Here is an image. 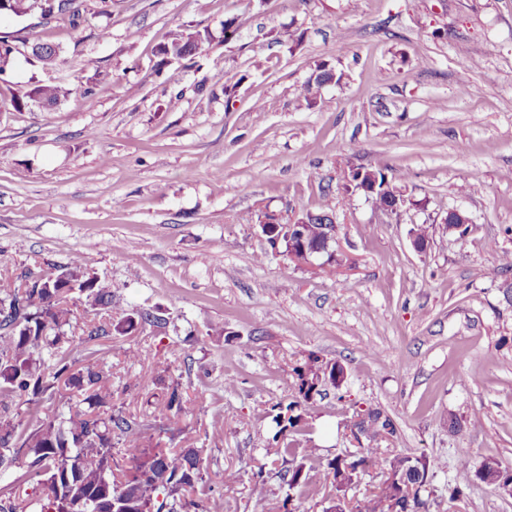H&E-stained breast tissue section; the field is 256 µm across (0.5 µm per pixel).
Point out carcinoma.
<instances>
[{
	"mask_svg": "<svg viewBox=\"0 0 512 512\" xmlns=\"http://www.w3.org/2000/svg\"><path fill=\"white\" fill-rule=\"evenodd\" d=\"M6 8L25 14L38 11L43 17L79 14L63 0H11ZM211 38L207 30L175 33L156 48L159 64L192 57ZM342 77L322 63L304 92L311 94ZM68 95L61 85L38 83L15 105H56ZM373 175L378 186L372 203L391 204L398 188L383 170L375 169ZM76 297L82 300L80 317L73 309ZM98 316L112 317V285L88 273L77 257L63 273L39 265L27 269L19 285L0 287V475L22 471L14 491L0 495V512H73L78 500L83 504L80 512H201L211 492L201 450L163 446L143 421L112 408V382L104 371L106 351L87 347L80 356L73 355L78 340L88 344L138 326L129 316L115 324L97 323ZM344 371L340 363L313 355L294 368L296 395L286 405L273 406L274 433L259 470L288 466L283 478L291 489L333 477L342 512H387L388 494H405L395 477L414 470L417 488L411 492L409 512H421L426 508L421 492L430 471L424 456L384 457L377 448H359L314 466L300 455L307 405L327 386L340 389ZM75 395L82 397L84 408L70 405ZM154 412L167 418L187 413L179 383L172 382L154 402ZM366 419L380 421V435L396 432L393 421L381 418L378 411H368ZM370 467L383 473L376 491L348 504L349 489ZM34 478L37 496L25 489Z\"/></svg>",
	"mask_w": 512,
	"mask_h": 512,
	"instance_id": "cac0c4a2",
	"label": "carcinoma"
}]
</instances>
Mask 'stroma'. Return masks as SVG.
<instances>
[{"label":"stroma","mask_w":512,"mask_h":512,"mask_svg":"<svg viewBox=\"0 0 512 512\" xmlns=\"http://www.w3.org/2000/svg\"><path fill=\"white\" fill-rule=\"evenodd\" d=\"M78 5L75 21L0 17L15 49L0 82V285L77 255L115 284L117 314L153 315L102 341L112 405L159 433L169 421L151 403L178 381L189 412L176 444L202 449L214 487L204 512H271L284 498L273 472L265 502L250 493L264 411L293 398L312 354L347 373L308 409L315 462L359 448L422 455L428 512H512L493 486L459 483L464 448L471 468L512 467V272L497 260L512 254V0ZM186 29L213 39L157 70L156 47ZM37 42L58 47L51 65L33 57ZM322 63L343 79L310 104L302 90ZM38 82L70 94L16 108ZM350 166L385 169L418 207L377 215L344 190ZM467 182L478 191L462 194ZM455 208L466 233L443 226ZM323 209L347 264H297L261 233L267 216ZM418 225L430 228L422 251ZM368 409L396 435L354 437Z\"/></svg>","instance_id":"stroma-1"}]
</instances>
